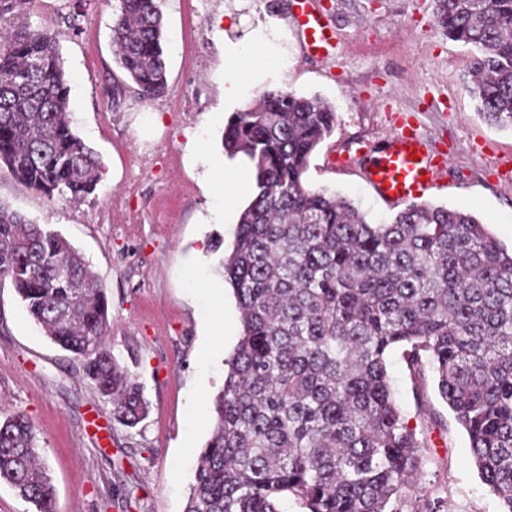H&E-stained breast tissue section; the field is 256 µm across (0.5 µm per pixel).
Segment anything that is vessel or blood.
I'll return each mask as SVG.
<instances>
[{"instance_id":"obj_1","label":"vessel or blood","mask_w":512,"mask_h":512,"mask_svg":"<svg viewBox=\"0 0 512 512\" xmlns=\"http://www.w3.org/2000/svg\"><path fill=\"white\" fill-rule=\"evenodd\" d=\"M294 6V21L307 53L318 59L330 57L336 40L330 21L316 10L314 0H294ZM445 165V158L431 153L422 135L405 123L367 160L364 175L383 200H416L437 184Z\"/></svg>"}]
</instances>
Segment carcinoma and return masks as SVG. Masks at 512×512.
Masks as SVG:
<instances>
[{
    "mask_svg": "<svg viewBox=\"0 0 512 512\" xmlns=\"http://www.w3.org/2000/svg\"><path fill=\"white\" fill-rule=\"evenodd\" d=\"M160 0H118L112 106L168 93ZM437 25L474 51L468 85L483 119L512 129V0H434ZM0 167L52 199L82 201L103 177L78 135L56 34L0 29ZM336 127L332 106L267 88L232 113L223 146L252 165L221 265L242 332L213 430L200 448L185 512H400L418 489L415 429L394 398L386 356L433 373L466 431L482 483L512 512V251L471 213L412 203L372 224L354 204L303 180ZM72 354L113 418L145 419L142 387L108 342V298L82 254L48 224L0 200V283ZM0 482L34 512H57L35 426L0 419Z\"/></svg>",
    "mask_w": 512,
    "mask_h": 512,
    "instance_id": "cac0c4a2",
    "label": "carcinoma"
}]
</instances>
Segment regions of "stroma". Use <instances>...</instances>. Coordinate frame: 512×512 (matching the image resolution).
Returning <instances> with one entry per match:
<instances>
[{
	"label": "stroma",
	"mask_w": 512,
	"mask_h": 512,
	"mask_svg": "<svg viewBox=\"0 0 512 512\" xmlns=\"http://www.w3.org/2000/svg\"><path fill=\"white\" fill-rule=\"evenodd\" d=\"M233 0H161L169 91L112 108L115 0H30L24 19L59 31L73 125L105 164L88 199H49L0 171V200L61 232L102 281L112 353L144 388L147 418L129 428L85 378L80 364L41 334L10 284L0 285V418L35 424L58 512H184L198 451L212 430L211 398L241 334L237 301L219 260L232 250L239 209L211 180L224 169V126L261 86L316 95L334 106L336 130L314 152L308 186L346 196L372 222L401 204L378 198L363 157L405 120L448 164L429 203L471 212L512 248V130L489 125L468 92L471 47L437 27L433 0H315L339 44L309 57L292 21L293 0H242L235 37L269 33L278 53L264 84L239 101L221 95L224 9ZM79 31L61 21L73 7ZM220 250H212L215 239ZM222 304H215L214 295ZM387 369L396 401L424 442L419 493L401 512H500L480 481L470 443L432 376L411 375L401 349Z\"/></svg>",
	"instance_id": "obj_1"
}]
</instances>
